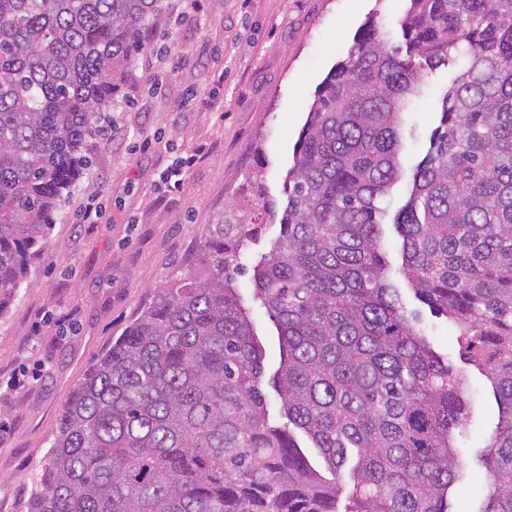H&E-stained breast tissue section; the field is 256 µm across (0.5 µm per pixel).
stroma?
Returning a JSON list of instances; mask_svg holds the SVG:
<instances>
[{
  "instance_id": "35a3bbf8",
  "label": "stroma",
  "mask_w": 512,
  "mask_h": 512,
  "mask_svg": "<svg viewBox=\"0 0 512 512\" xmlns=\"http://www.w3.org/2000/svg\"><path fill=\"white\" fill-rule=\"evenodd\" d=\"M409 0H198L182 21L171 0L145 33L147 49L125 76L110 112L113 127L93 137L88 178L65 196L48 243L0 316V512H22L30 475L57 432L59 412L90 365L147 304L155 288L199 270L202 243L222 215L254 225L231 261L240 303L264 349L262 390L270 425L288 419L271 379L280 364L278 329L254 296L255 266L280 234L286 176L322 81L344 60L365 25L403 39ZM465 58L425 71V86L404 112L400 157L414 167L440 122L442 98ZM194 156L180 190L161 175L175 158ZM97 210L94 223L81 211ZM402 239L383 227L389 278L408 310L419 311L434 349L466 376L475 411L456 430L468 464L454 485L452 512H478L490 481L476 454L494 428L491 385L463 364L455 329L422 305L402 273ZM20 378L23 390H7Z\"/></svg>"
}]
</instances>
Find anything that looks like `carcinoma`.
I'll return each mask as SVG.
<instances>
[{"label":"carcinoma","mask_w":512,"mask_h":512,"mask_svg":"<svg viewBox=\"0 0 512 512\" xmlns=\"http://www.w3.org/2000/svg\"><path fill=\"white\" fill-rule=\"evenodd\" d=\"M158 0H0V315L90 164ZM403 41L369 26L301 131L281 233L254 269L282 340L288 422L331 472L356 449L348 505L268 425L262 348L228 276L255 225L222 216L204 270L155 290L61 408L26 512H449L463 465L462 372L387 279L381 217L403 176L401 123L422 70L467 59L393 224L415 297L456 329L499 420L479 512H512V0H410ZM420 63H415V59Z\"/></svg>","instance_id":"cac0c4a2"}]
</instances>
